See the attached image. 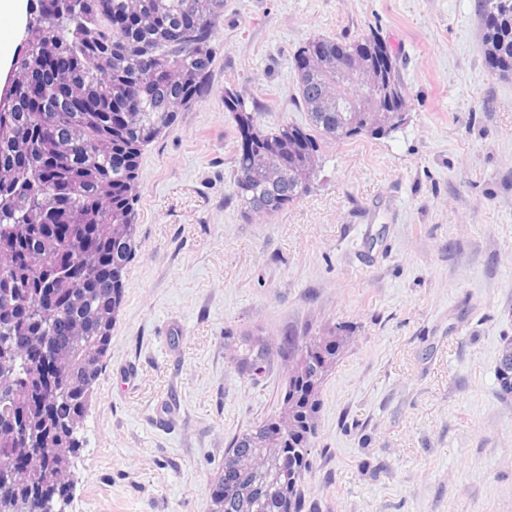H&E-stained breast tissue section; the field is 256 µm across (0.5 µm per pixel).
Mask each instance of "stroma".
<instances>
[{"label": "stroma", "instance_id": "stroma-1", "mask_svg": "<svg viewBox=\"0 0 512 512\" xmlns=\"http://www.w3.org/2000/svg\"><path fill=\"white\" fill-rule=\"evenodd\" d=\"M475 0H224L209 91L141 157L137 233L68 512H208L231 439L277 414L288 334L342 335L320 390L311 512H512V79ZM377 33L404 128L322 147L273 217L233 196L224 90L302 124L294 55ZM264 343L266 368L238 361ZM136 368L133 387L120 372ZM497 380L500 394L509 396L512 394V342H507L502 349L497 368Z\"/></svg>", "mask_w": 512, "mask_h": 512}]
</instances>
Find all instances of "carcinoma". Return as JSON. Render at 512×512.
<instances>
[{"instance_id":"carcinoma-1","label":"carcinoma","mask_w":512,"mask_h":512,"mask_svg":"<svg viewBox=\"0 0 512 512\" xmlns=\"http://www.w3.org/2000/svg\"><path fill=\"white\" fill-rule=\"evenodd\" d=\"M30 0L22 48L8 93L0 98V512H44L66 498L63 486L84 445V385L96 380L111 343L109 269L126 268L135 238L134 204L147 145L202 102L224 0ZM484 60L512 77V0H477ZM361 68L380 43L371 35L342 42ZM336 41L318 37L298 51L300 126L263 128L255 103L224 90L237 131L233 195L247 213L272 217L305 196L317 177L321 145L366 133L387 137L406 124L407 93L396 58L376 83L344 80L333 94L327 69ZM72 336L51 344L55 380L13 344L22 333L42 340L60 315ZM288 380L307 404L336 342L288 335ZM497 380L512 394V342L503 346ZM250 428L225 457L259 454ZM306 424L260 470L232 468L210 483L208 512H304L303 472L312 438ZM28 449L31 465L11 458Z\"/></svg>"}]
</instances>
